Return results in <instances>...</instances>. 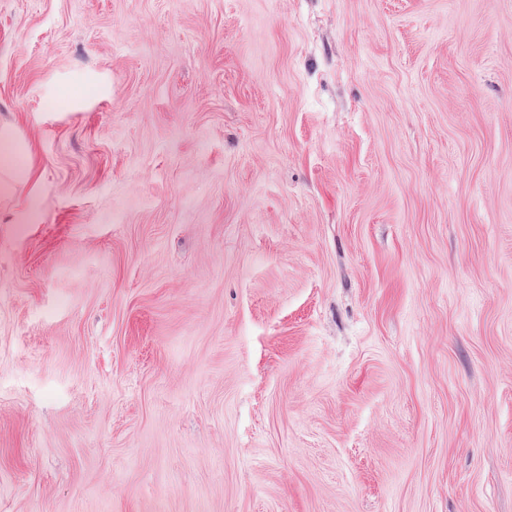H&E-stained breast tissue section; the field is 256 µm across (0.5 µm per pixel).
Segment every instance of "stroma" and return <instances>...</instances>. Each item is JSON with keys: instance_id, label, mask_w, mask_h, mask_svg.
Here are the masks:
<instances>
[{"instance_id": "stroma-1", "label": "stroma", "mask_w": 512, "mask_h": 512, "mask_svg": "<svg viewBox=\"0 0 512 512\" xmlns=\"http://www.w3.org/2000/svg\"><path fill=\"white\" fill-rule=\"evenodd\" d=\"M0 512H512V0H0ZM16 146L11 131L1 128L0 130V170L9 174L17 169L14 163Z\"/></svg>"}]
</instances>
